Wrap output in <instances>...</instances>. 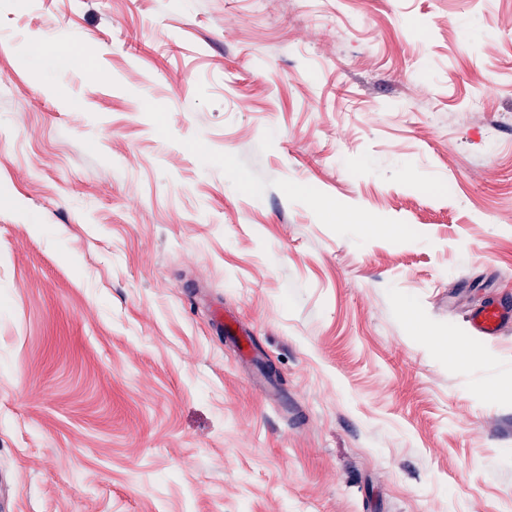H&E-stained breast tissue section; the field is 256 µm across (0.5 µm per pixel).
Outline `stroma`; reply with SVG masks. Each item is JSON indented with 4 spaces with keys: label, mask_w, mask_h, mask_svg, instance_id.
<instances>
[{
    "label": "stroma",
    "mask_w": 512,
    "mask_h": 512,
    "mask_svg": "<svg viewBox=\"0 0 512 512\" xmlns=\"http://www.w3.org/2000/svg\"><path fill=\"white\" fill-rule=\"evenodd\" d=\"M505 292L512 0H0L11 512H512ZM468 328L472 335L494 339L512 325V300L489 299L470 310Z\"/></svg>",
    "instance_id": "1"
}]
</instances>
